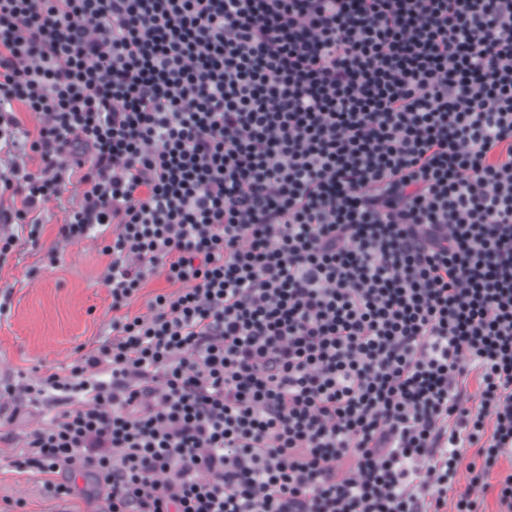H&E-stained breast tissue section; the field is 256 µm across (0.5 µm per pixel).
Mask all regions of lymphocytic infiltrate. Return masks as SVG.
Wrapping results in <instances>:
<instances>
[{"instance_id": "f902f5d3", "label": "lymphocytic infiltrate", "mask_w": 512, "mask_h": 512, "mask_svg": "<svg viewBox=\"0 0 512 512\" xmlns=\"http://www.w3.org/2000/svg\"><path fill=\"white\" fill-rule=\"evenodd\" d=\"M37 125L21 126L15 105ZM0 260L111 233L15 472L104 512H512V0H0ZM476 396H469V385Z\"/></svg>"}]
</instances>
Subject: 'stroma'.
I'll return each mask as SVG.
<instances>
[{
  "mask_svg": "<svg viewBox=\"0 0 512 512\" xmlns=\"http://www.w3.org/2000/svg\"><path fill=\"white\" fill-rule=\"evenodd\" d=\"M70 185L47 205L37 242L0 261V382L67 375L81 354L112 336L117 314L104 283L110 257L100 239L68 241L59 227L79 200ZM52 405L0 399V512H101L91 478L76 476L78 495L60 504L41 484L13 471L25 435L53 413Z\"/></svg>",
  "mask_w": 512,
  "mask_h": 512,
  "instance_id": "obj_1",
  "label": "stroma"
}]
</instances>
